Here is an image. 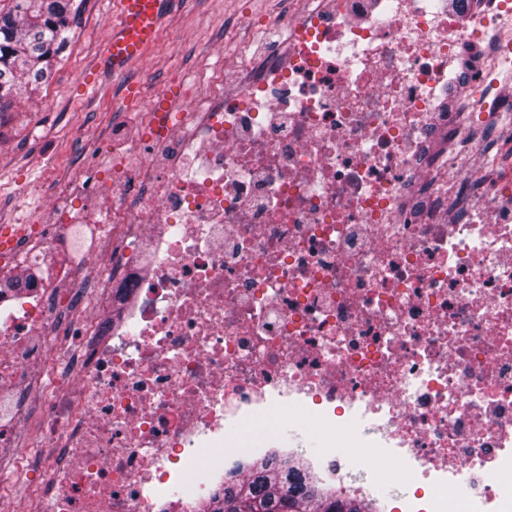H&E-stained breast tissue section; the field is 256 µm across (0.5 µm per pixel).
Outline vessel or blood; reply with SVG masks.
<instances>
[{"mask_svg":"<svg viewBox=\"0 0 512 512\" xmlns=\"http://www.w3.org/2000/svg\"><path fill=\"white\" fill-rule=\"evenodd\" d=\"M170 0H112V31L98 71L116 76L140 60L155 42Z\"/></svg>","mask_w":512,"mask_h":512,"instance_id":"obj_1","label":"vessel or blood"}]
</instances>
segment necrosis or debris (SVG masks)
Instances as JSON below:
<instances>
[{
  "mask_svg": "<svg viewBox=\"0 0 512 512\" xmlns=\"http://www.w3.org/2000/svg\"><path fill=\"white\" fill-rule=\"evenodd\" d=\"M269 39L263 79L152 108L111 183L58 181L0 257L25 487L0 512H205L287 457L374 512H512V175L480 139L512 130V82L484 83L512 70V0H309ZM81 224L100 243L30 276ZM278 434L282 442L286 445L296 438H300L303 442V448H305L310 454H314L320 448L317 440L311 433L292 424H288V422L283 423L278 428Z\"/></svg>",
  "mask_w": 512,
  "mask_h": 512,
  "instance_id": "obj_1",
  "label": "necrosis or debris"
}]
</instances>
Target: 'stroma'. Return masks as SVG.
Instances as JSON below:
<instances>
[{
	"label": "stroma",
	"mask_w": 512,
	"mask_h": 512,
	"mask_svg": "<svg viewBox=\"0 0 512 512\" xmlns=\"http://www.w3.org/2000/svg\"><path fill=\"white\" fill-rule=\"evenodd\" d=\"M79 3L69 45L49 81L31 98L0 103V225L22 222L27 211L42 206L53 184L74 173L70 148L79 132L88 135L80 162L104 166L112 125L123 116L124 85L141 88L131 118L161 97L181 108L203 92L215 66L246 51L265 54L269 44L248 16L275 28L303 6L302 0H173L145 57L103 82L95 63L111 31L112 0Z\"/></svg>",
	"instance_id": "35a3bbf8"
}]
</instances>
